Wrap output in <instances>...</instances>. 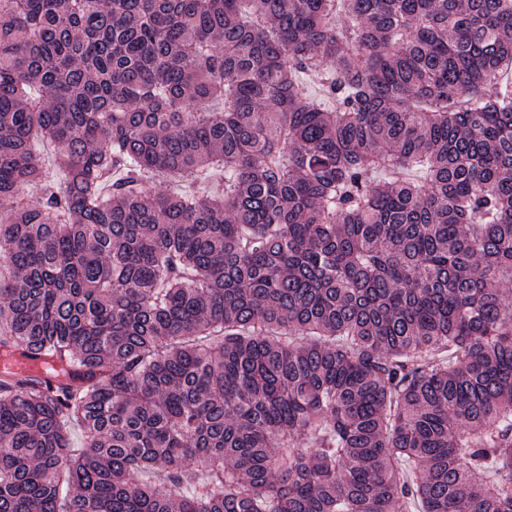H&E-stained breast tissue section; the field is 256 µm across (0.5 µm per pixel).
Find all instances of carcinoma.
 Wrapping results in <instances>:
<instances>
[{"mask_svg": "<svg viewBox=\"0 0 512 512\" xmlns=\"http://www.w3.org/2000/svg\"><path fill=\"white\" fill-rule=\"evenodd\" d=\"M509 67L512 0H0V512H512Z\"/></svg>", "mask_w": 512, "mask_h": 512, "instance_id": "obj_1", "label": "carcinoma"}]
</instances>
